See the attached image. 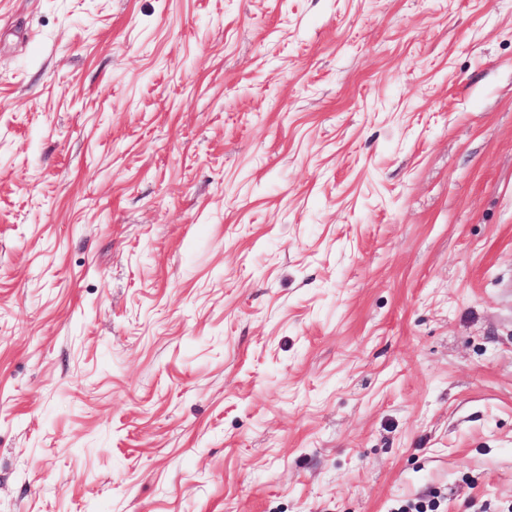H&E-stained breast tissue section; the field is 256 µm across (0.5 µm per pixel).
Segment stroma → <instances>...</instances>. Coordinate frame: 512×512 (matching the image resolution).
I'll return each instance as SVG.
<instances>
[{"mask_svg": "<svg viewBox=\"0 0 512 512\" xmlns=\"http://www.w3.org/2000/svg\"><path fill=\"white\" fill-rule=\"evenodd\" d=\"M512 0H0V512H512Z\"/></svg>", "mask_w": 512, "mask_h": 512, "instance_id": "obj_1", "label": "stroma"}]
</instances>
